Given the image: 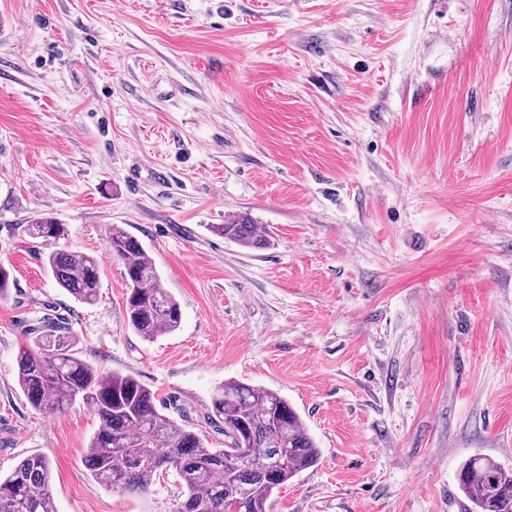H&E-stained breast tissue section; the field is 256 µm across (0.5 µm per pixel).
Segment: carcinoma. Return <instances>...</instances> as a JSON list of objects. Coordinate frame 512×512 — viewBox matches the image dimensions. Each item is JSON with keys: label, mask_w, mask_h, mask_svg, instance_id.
Here are the masks:
<instances>
[{"label": "carcinoma", "mask_w": 512, "mask_h": 512, "mask_svg": "<svg viewBox=\"0 0 512 512\" xmlns=\"http://www.w3.org/2000/svg\"><path fill=\"white\" fill-rule=\"evenodd\" d=\"M208 229L248 250L271 245L270 235L248 216ZM24 232L47 243L67 234L65 225L43 218L26 225ZM108 244L123 265L125 311L135 334L152 342L178 330L180 304L162 286L142 243L114 224ZM47 265L58 286L77 301H97L98 257L54 250ZM42 326L44 335L18 350V385L38 411L61 412L78 400L93 411L100 426L89 442L85 465L113 493L147 492L172 472L182 489V500L172 512H268L274 495L321 458L301 417L272 390L240 380L217 385L207 419L224 426V447L213 448L203 430L177 420L171 407L141 381L81 359L67 317L46 314ZM458 481L475 512H512V470L495 460L470 457ZM51 485L49 459L23 457L10 473L0 475V512H55Z\"/></svg>", "instance_id": "1"}]
</instances>
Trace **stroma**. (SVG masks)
<instances>
[{"label":"stroma","instance_id":"35a3bbf8","mask_svg":"<svg viewBox=\"0 0 512 512\" xmlns=\"http://www.w3.org/2000/svg\"><path fill=\"white\" fill-rule=\"evenodd\" d=\"M244 214L270 247L208 230ZM45 216L101 258L95 304L20 232ZM115 224L175 333L129 327ZM0 264V473L48 458L56 512L181 489L112 494L90 409L27 402L15 357L54 312L212 447L215 385L283 396L322 456L269 512H471L465 460L512 467V0H0Z\"/></svg>","mask_w":512,"mask_h":512}]
</instances>
